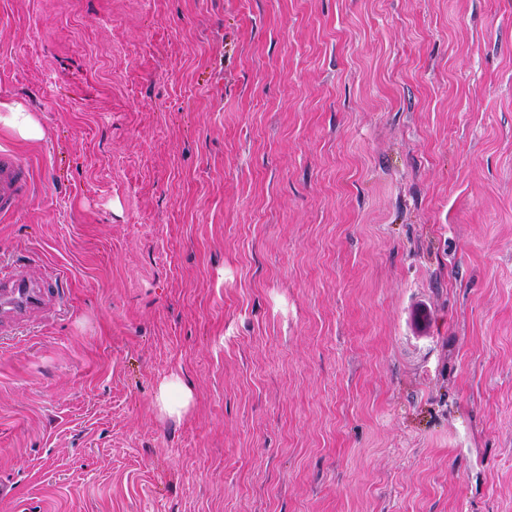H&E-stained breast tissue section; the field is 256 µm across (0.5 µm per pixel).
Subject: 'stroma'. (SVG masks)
<instances>
[{
  "mask_svg": "<svg viewBox=\"0 0 512 512\" xmlns=\"http://www.w3.org/2000/svg\"><path fill=\"white\" fill-rule=\"evenodd\" d=\"M0 101V512H512V0H0ZM10 128L21 138L37 140L42 137V128L31 112L17 103L0 102V126ZM26 162L11 151H0V217L12 216L18 202L32 191ZM27 266H10L7 272L0 266V341L58 303V275L40 265L39 273L30 274L24 269ZM192 400L190 389L179 377L165 381L159 389L157 404L161 411L170 416H181L187 411Z\"/></svg>",
  "mask_w": 512,
  "mask_h": 512,
  "instance_id": "obj_1",
  "label": "stroma"
}]
</instances>
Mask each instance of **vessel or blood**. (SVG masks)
<instances>
[{
    "instance_id": "vessel-or-blood-1",
    "label": "vessel or blood",
    "mask_w": 512,
    "mask_h": 512,
    "mask_svg": "<svg viewBox=\"0 0 512 512\" xmlns=\"http://www.w3.org/2000/svg\"><path fill=\"white\" fill-rule=\"evenodd\" d=\"M26 162L10 151H0V217L12 216L18 202L32 191ZM58 276L50 269L33 274L24 267L0 270V338L37 321L59 300Z\"/></svg>"
}]
</instances>
